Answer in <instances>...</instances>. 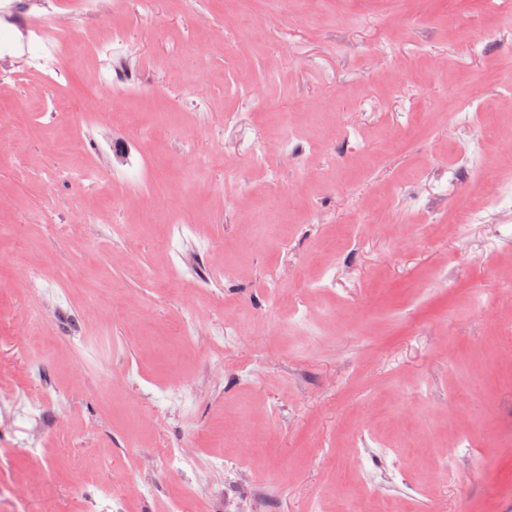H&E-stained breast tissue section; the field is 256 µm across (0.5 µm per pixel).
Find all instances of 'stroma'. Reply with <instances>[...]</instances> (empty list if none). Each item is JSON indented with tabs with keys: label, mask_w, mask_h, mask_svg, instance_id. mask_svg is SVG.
<instances>
[{
	"label": "stroma",
	"mask_w": 512,
	"mask_h": 512,
	"mask_svg": "<svg viewBox=\"0 0 512 512\" xmlns=\"http://www.w3.org/2000/svg\"><path fill=\"white\" fill-rule=\"evenodd\" d=\"M342 2L286 18L261 0H196L189 13L133 2L120 20L131 73L158 92L122 102L129 127L112 125L92 63L63 66L52 90L24 58L1 64L16 79L0 88V113L15 117L0 136V400L20 401L0 407V512H88L108 493L124 512H342L360 476L393 502L424 485L437 512H512V348L499 344L512 301L466 302L479 277L512 275V193L454 167L463 125L512 179V23L486 0H409V23L363 0L345 23ZM487 29L484 50L468 51L465 33ZM230 42L246 53L229 56ZM54 92L85 112L80 131L52 116ZM452 106L460 125L444 119ZM339 125L354 137L305 155ZM289 134L297 153L271 160L277 179L244 168L252 143ZM228 163L242 167L232 188ZM91 164L111 186L151 166L152 192L113 223L111 186L73 190ZM461 204L484 215L462 237ZM160 209L202 235L157 223ZM74 211L92 223L61 236ZM340 228L356 248L324 291L304 292ZM172 263L192 305L169 289ZM441 267L455 290L422 287ZM202 273L260 320L261 342L212 343L224 312L197 288ZM189 307L184 345L173 327ZM183 385L191 408L157 413ZM31 406L44 412L34 456L20 450ZM452 410L468 447L448 431ZM363 417L389 455H357ZM219 436L234 470H158L155 449L204 460ZM443 455L454 475L432 476ZM486 469L496 487L479 480Z\"/></svg>",
	"instance_id": "stroma-1"
}]
</instances>
